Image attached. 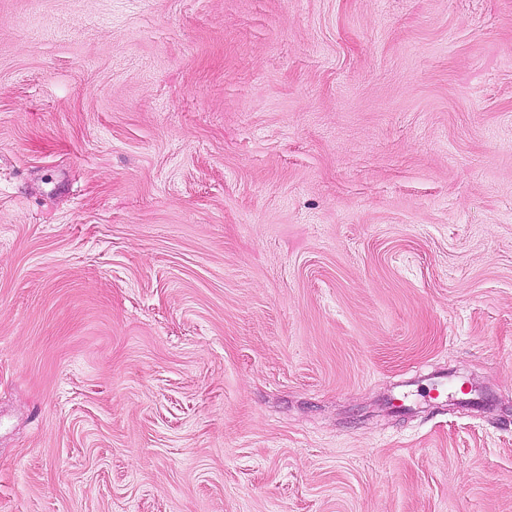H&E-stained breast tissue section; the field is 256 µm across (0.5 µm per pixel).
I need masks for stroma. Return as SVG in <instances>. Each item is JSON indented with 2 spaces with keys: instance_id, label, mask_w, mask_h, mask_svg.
Returning <instances> with one entry per match:
<instances>
[{
  "instance_id": "1",
  "label": "stroma",
  "mask_w": 512,
  "mask_h": 512,
  "mask_svg": "<svg viewBox=\"0 0 512 512\" xmlns=\"http://www.w3.org/2000/svg\"><path fill=\"white\" fill-rule=\"evenodd\" d=\"M0 512H512V0H0Z\"/></svg>"
}]
</instances>
